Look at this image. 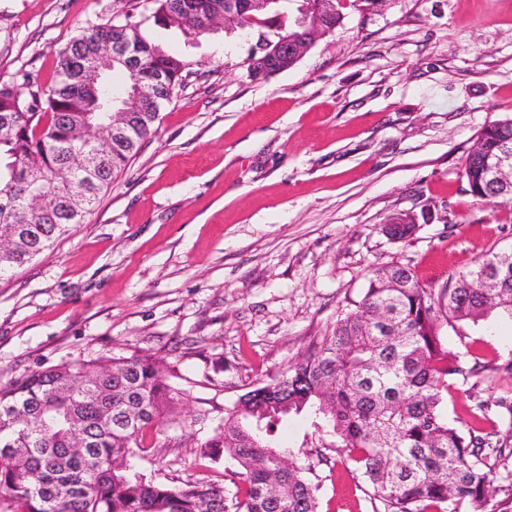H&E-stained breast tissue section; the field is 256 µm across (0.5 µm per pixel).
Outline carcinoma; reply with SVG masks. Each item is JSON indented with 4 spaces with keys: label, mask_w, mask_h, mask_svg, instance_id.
Instances as JSON below:
<instances>
[{
    "label": "carcinoma",
    "mask_w": 512,
    "mask_h": 512,
    "mask_svg": "<svg viewBox=\"0 0 512 512\" xmlns=\"http://www.w3.org/2000/svg\"><path fill=\"white\" fill-rule=\"evenodd\" d=\"M128 0L120 23L92 26L58 52L57 79L44 90L26 72L0 83V231L17 232L21 252L0 258V274L21 268L84 222L115 179L155 135L160 109L126 117V141L98 157L92 173L82 167L88 142L113 112L133 104L127 88L140 75L158 78L161 102L170 101L192 73L194 61L146 38ZM154 23L200 37L224 10V0H150ZM302 0H273L232 26H275L290 37L306 36L299 25ZM369 0L335 3L320 17L334 31L343 10ZM122 29L132 67L117 91L92 46ZM102 75V97L87 77ZM512 150V118L484 128L465 157L464 174L480 201L512 198V184L491 188L487 172ZM37 193L58 201L42 216L28 210ZM491 316L512 319V248L491 253L439 287L421 283L412 269L392 264L372 272L359 300L322 336L302 361L260 383L224 407V421L200 444V455L217 461L230 455L240 467L244 490L227 499L209 482L171 485L140 472L136 460L150 429L177 417L183 392L166 375L170 366L152 355L101 356L66 361L27 373L0 387V449L25 448L24 466L0 458V512H318L319 487L296 465L283 468L290 451L275 438L292 416L310 415L362 471L385 512H512V472L492 486L491 475L512 460V395L476 403L473 423L448 419V387L484 371L479 360L448 351L447 327L476 324ZM127 399L144 415L115 417ZM507 429H501V426ZM90 442L89 455L69 453L73 435ZM499 495L498 507L488 508Z\"/></svg>",
    "instance_id": "carcinoma-1"
}]
</instances>
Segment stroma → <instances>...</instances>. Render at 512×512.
<instances>
[{"label":"stroma","instance_id":"35a3bbf8","mask_svg":"<svg viewBox=\"0 0 512 512\" xmlns=\"http://www.w3.org/2000/svg\"><path fill=\"white\" fill-rule=\"evenodd\" d=\"M126 0H0V80L43 87L57 52ZM191 57L156 135L84 223L0 281V387L64 361L149 354L185 390L178 417L148 432L137 466L164 483L235 491L229 456L197 447L225 404L308 352L374 269L414 268L426 284L512 246V205L473 197L464 158L486 126L512 118V0H388L347 9L292 68L252 78L257 31L187 39L146 23ZM416 216L397 241L390 218ZM450 352L512 355V321L445 329ZM512 392L487 371L448 391V417ZM320 512H379L355 465L322 446L311 420L282 433Z\"/></svg>","mask_w":512,"mask_h":512}]
</instances>
